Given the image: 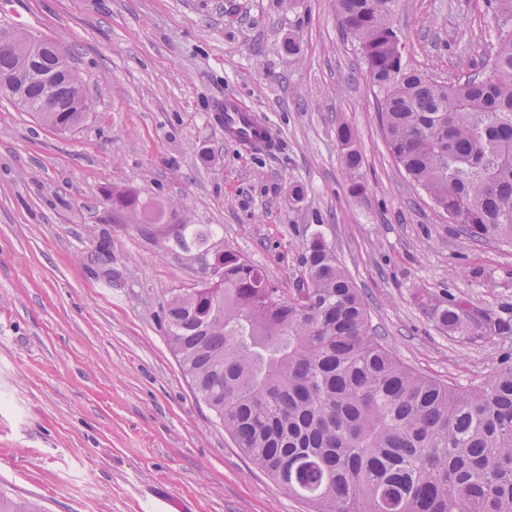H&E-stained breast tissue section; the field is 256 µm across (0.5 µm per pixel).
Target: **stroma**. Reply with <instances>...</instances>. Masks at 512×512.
I'll list each match as a JSON object with an SVG mask.
<instances>
[{"instance_id":"35a3bbf8","label":"stroma","mask_w":512,"mask_h":512,"mask_svg":"<svg viewBox=\"0 0 512 512\" xmlns=\"http://www.w3.org/2000/svg\"><path fill=\"white\" fill-rule=\"evenodd\" d=\"M6 23L72 53L92 112L59 133L0 97V495L40 512H309L236 448L167 345L166 300L217 248L288 289L321 232L386 347L454 387L512 352V335L437 322L454 298L512 323V244L461 235L394 162L333 0H0ZM395 23L409 64L445 82L493 38L484 0H400ZM228 94L272 123L276 151L225 138ZM342 124L363 157L357 198ZM126 188L148 212L113 209L107 192ZM181 224L216 235L183 249L167 233ZM355 133L347 125H339L336 129V140L342 148V164L344 169L351 177L349 193L353 197L362 195L365 191V185L356 179V173L362 165V156L355 146Z\"/></svg>"}]
</instances>
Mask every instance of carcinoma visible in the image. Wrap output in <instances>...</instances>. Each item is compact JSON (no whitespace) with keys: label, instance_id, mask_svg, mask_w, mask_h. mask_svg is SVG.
Instances as JSON below:
<instances>
[{"label":"carcinoma","instance_id":"carcinoma-1","mask_svg":"<svg viewBox=\"0 0 512 512\" xmlns=\"http://www.w3.org/2000/svg\"><path fill=\"white\" fill-rule=\"evenodd\" d=\"M399 0H336L379 101L386 146L436 209L478 241L512 242V0H485L495 39L480 69L453 82L412 68L394 23ZM0 75L21 70L31 33L17 28ZM60 133L82 126L85 91L63 115L35 79L12 101ZM351 177L355 133L336 128ZM136 214L132 190L111 194ZM300 276L283 293L238 252L218 278L171 298L166 340L197 398L257 468L311 512H512V358L461 390L409 367L382 343L368 306L319 232L304 239ZM448 332L493 340L512 327L453 299Z\"/></svg>","mask_w":512,"mask_h":512}]
</instances>
